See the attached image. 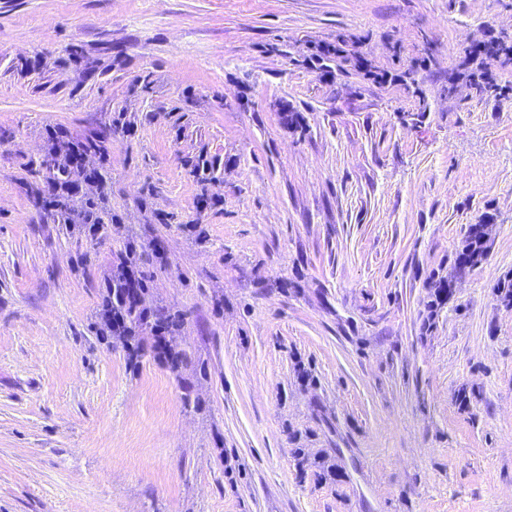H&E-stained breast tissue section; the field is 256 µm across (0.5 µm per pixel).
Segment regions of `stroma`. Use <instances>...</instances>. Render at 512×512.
Here are the masks:
<instances>
[{
    "label": "stroma",
    "instance_id": "stroma-1",
    "mask_svg": "<svg viewBox=\"0 0 512 512\" xmlns=\"http://www.w3.org/2000/svg\"><path fill=\"white\" fill-rule=\"evenodd\" d=\"M490 27L512 0H0V512H512V105L448 79ZM71 144L94 243L45 206ZM129 243L187 366L98 336ZM44 178L54 191L62 190L68 195L79 191L82 184L91 193L95 187L97 191L100 189L97 171L89 168L86 164V153L74 144H71L63 159L48 160L45 163ZM89 192H85L84 196H88ZM487 225L472 224L467 231L461 243V247L456 252L455 272L456 275L462 276L471 269L481 264L486 258L485 247L481 242L482 234L491 235V229H485Z\"/></svg>",
    "mask_w": 512,
    "mask_h": 512
}]
</instances>
